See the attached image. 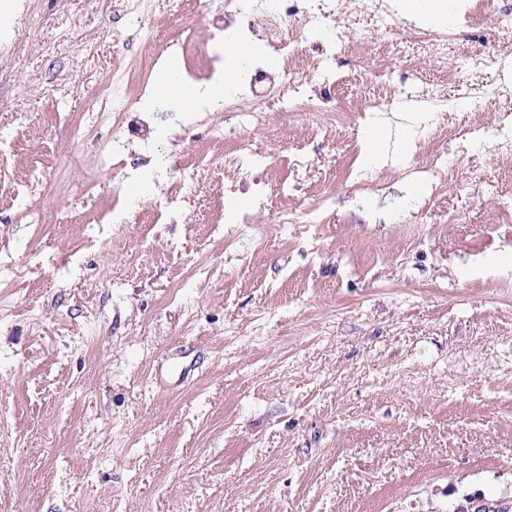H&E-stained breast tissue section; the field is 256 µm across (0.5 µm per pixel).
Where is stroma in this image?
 <instances>
[{
	"label": "stroma",
	"mask_w": 512,
	"mask_h": 512,
	"mask_svg": "<svg viewBox=\"0 0 512 512\" xmlns=\"http://www.w3.org/2000/svg\"><path fill=\"white\" fill-rule=\"evenodd\" d=\"M210 0H21L0 35V512H448L463 495L512 499V157L475 148L469 189L408 183L355 192L351 144L371 116L349 100L344 146L313 136L283 53L275 112L242 137L273 180L288 151L313 165L279 208L321 204L320 223L277 224L254 192L224 218L236 180L214 130L220 104L187 112L112 80L154 85L206 70ZM121 31L122 42L112 40ZM304 56L350 70L353 33L325 27ZM512 44L467 32L448 53ZM427 199L392 219L394 202ZM193 222H186L187 212ZM458 213L462 223L448 221Z\"/></svg>",
	"instance_id": "stroma-1"
}]
</instances>
